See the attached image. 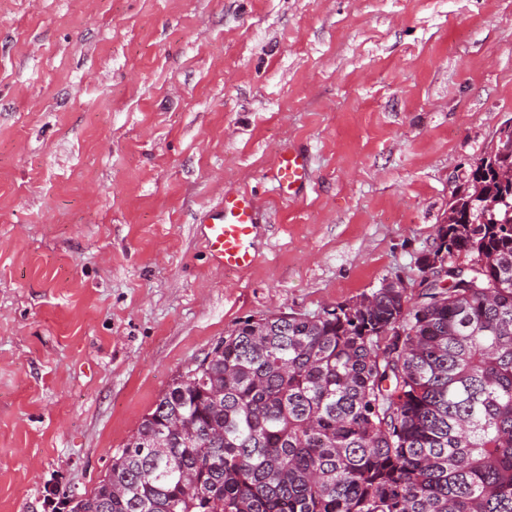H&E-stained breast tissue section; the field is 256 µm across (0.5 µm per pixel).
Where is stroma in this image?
<instances>
[{
  "label": "stroma",
  "mask_w": 512,
  "mask_h": 512,
  "mask_svg": "<svg viewBox=\"0 0 512 512\" xmlns=\"http://www.w3.org/2000/svg\"><path fill=\"white\" fill-rule=\"evenodd\" d=\"M511 122L512 0H0V512L92 491L243 321L420 294ZM230 189L260 210L245 271L197 234ZM310 167L306 154L301 151L282 149L277 156L274 179L282 194L299 192L309 181Z\"/></svg>",
  "instance_id": "obj_1"
}]
</instances>
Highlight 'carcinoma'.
<instances>
[{"label": "carcinoma", "mask_w": 512, "mask_h": 512, "mask_svg": "<svg viewBox=\"0 0 512 512\" xmlns=\"http://www.w3.org/2000/svg\"><path fill=\"white\" fill-rule=\"evenodd\" d=\"M512 146L437 230L448 286L245 321L67 512H512Z\"/></svg>", "instance_id": "carcinoma-1"}]
</instances>
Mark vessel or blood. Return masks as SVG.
Wrapping results in <instances>:
<instances>
[{
  "instance_id": "b4317fda",
  "label": "vessel or blood",
  "mask_w": 512,
  "mask_h": 512,
  "mask_svg": "<svg viewBox=\"0 0 512 512\" xmlns=\"http://www.w3.org/2000/svg\"><path fill=\"white\" fill-rule=\"evenodd\" d=\"M309 178L306 154L288 148L279 152L274 179L281 193L299 192ZM199 222L206 248L217 265L227 270H245L253 266L257 258L253 240L258 212L256 200L250 192H225L223 203L204 212Z\"/></svg>"
}]
</instances>
